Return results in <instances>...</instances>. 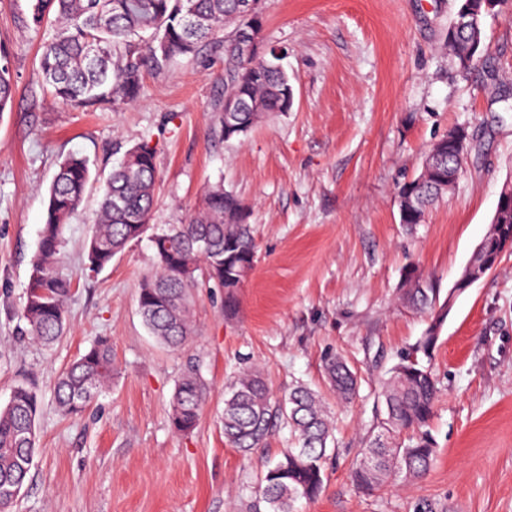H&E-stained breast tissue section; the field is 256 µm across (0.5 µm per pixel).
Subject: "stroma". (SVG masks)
Here are the masks:
<instances>
[{
	"mask_svg": "<svg viewBox=\"0 0 512 512\" xmlns=\"http://www.w3.org/2000/svg\"><path fill=\"white\" fill-rule=\"evenodd\" d=\"M458 0H263L259 45L275 51L294 89L291 112L224 140V50L206 46L146 75L131 104L71 110L43 90L41 48L28 0H0V63L14 77L0 113V405L28 383L41 408L39 452L13 512H247L284 435L240 452L224 440V385L255 366L279 396L302 381L323 389L321 365L342 354L358 397L333 406L338 446L322 494L300 512H512V252L459 294L431 356L441 394L431 422L437 461L422 478L366 493L348 473L376 412L379 380L428 321L398 299L409 266L450 289L486 234L512 178V8L488 19L487 61L461 74L448 53ZM457 125L474 149L456 186L422 224L399 221L395 188ZM156 152L152 224L197 213L223 184L249 207L257 262L224 314V293L197 289L193 343L173 351L138 312L155 266L149 239L90 271L84 243L99 189L125 151ZM89 157L94 181L67 225L62 258L74 289L67 329L45 348L19 336L30 263L59 160ZM108 339L110 388L76 417L53 401L60 372ZM209 398L199 424L174 432L169 403L188 367Z\"/></svg>",
	"mask_w": 512,
	"mask_h": 512,
	"instance_id": "stroma-1",
	"label": "stroma"
}]
</instances>
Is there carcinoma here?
<instances>
[{"instance_id":"obj_1","label":"carcinoma","mask_w":512,"mask_h":512,"mask_svg":"<svg viewBox=\"0 0 512 512\" xmlns=\"http://www.w3.org/2000/svg\"><path fill=\"white\" fill-rule=\"evenodd\" d=\"M30 23L42 26L50 14L60 21L54 37L40 53L39 67L46 89L60 104L76 111L138 99L145 75L167 69L175 60L195 56L214 40L224 23L237 20L241 0H29ZM508 0H460L456 20L465 22L463 36L448 40L458 69L468 74L488 52L487 18L502 12ZM224 100L239 106L235 121L220 120L226 140L244 137L273 112L287 113L294 102L288 75L263 57L238 58L229 53ZM13 77L0 65V112L11 105ZM429 151L433 163L426 172L397 185L396 198L412 207L399 211L408 230L422 223L426 209L448 193V170L467 159L448 154V136ZM91 184L89 159L65 156L49 187L39 248L31 262L21 316L24 333L42 345L58 342L66 328V303L72 280L62 272L65 226L76 215ZM155 150L147 142L128 149L103 187L96 224L85 242L91 271H99L127 247L149 235L156 268L139 289V313L152 336L180 350L192 341L191 309L198 277L224 289V314L236 312V297L256 259L248 207L221 185L210 188L202 208L181 224H151L155 205ZM401 299L427 315L430 324L406 355L387 372L377 399L380 409L350 470L359 490H382L392 476L419 478L432 466L436 443L427 430L439 394L428 359L448 316V299L437 282L415 268L407 270ZM112 346L100 340L72 361L58 376L55 402L65 416H76L112 381ZM326 384L341 402L356 397L359 383L346 360L335 354L324 359ZM207 386L195 369L175 386L170 421L175 431H192L207 400ZM39 399L25 384L14 387L0 405V489L25 487L37 450ZM225 441L247 452L263 446L276 431L288 433L283 459L260 479L259 497L249 512H298L297 503L313 500L323 490L329 445L335 443V423L322 394L300 383L279 399L258 369L230 379L224 390L222 416Z\"/></svg>"}]
</instances>
